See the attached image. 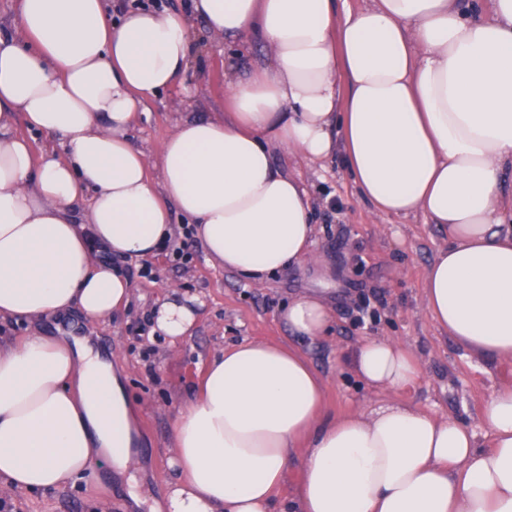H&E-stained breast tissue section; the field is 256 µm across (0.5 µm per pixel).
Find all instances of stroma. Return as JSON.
Segmentation results:
<instances>
[{"label": "stroma", "mask_w": 512, "mask_h": 512, "mask_svg": "<svg viewBox=\"0 0 512 512\" xmlns=\"http://www.w3.org/2000/svg\"><path fill=\"white\" fill-rule=\"evenodd\" d=\"M190 25L204 51L201 63L187 75L192 100H185L179 85L162 91L131 131L153 177L161 145L177 122L223 115L227 71L247 78L271 54L256 40L209 34L198 19ZM272 156L279 170L308 190L315 209L314 251L327 261L333 279L327 302L334 322L326 336L313 341L296 336L279 321L288 301L318 288L314 264L248 283L209 261L194 237L185 259L160 253L121 263L119 271L132 293L109 323L89 322L76 309L57 321L0 323L1 344L22 341L36 330L48 336L71 332L89 337L95 350L118 360L136 418L137 477L147 498L163 500L177 479L168 465L173 422L196 396L206 360L244 339L281 343L302 353L323 380V411L329 418L366 414L390 401V394L359 378L353 355L365 339L392 340L412 350L421 365V378L404 401L432 416L458 420L476 433L481 446L491 444L483 411L495 391L512 386V360L467 351L434 324L423 297V278L436 250L447 246V232L420 213L406 218L377 213L359 196L341 156L321 167L278 144ZM144 267L150 275H141ZM171 286L205 301L196 330L177 350L163 338H152L149 322L151 308ZM364 302L370 316L360 325L355 316ZM0 499L12 503V512H147L132 501L126 477L105 468L98 480L52 491L30 494L0 487Z\"/></svg>", "instance_id": "1"}]
</instances>
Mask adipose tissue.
<instances>
[{
  "label": "adipose tissue",
  "instance_id": "obj_1",
  "mask_svg": "<svg viewBox=\"0 0 512 512\" xmlns=\"http://www.w3.org/2000/svg\"><path fill=\"white\" fill-rule=\"evenodd\" d=\"M191 0L189 14L137 10L112 24L104 0H19V38H0V321L79 309L107 323L130 283L95 259L158 254L171 214L193 224L212 262L260 282L300 267L315 244L307 192L271 147L319 163L343 150L362 198L421 213L448 232L423 289L437 326L473 353L512 359V0ZM272 51L227 80L224 118H184L163 142L159 178L130 140L138 113L183 83L190 18ZM57 137L34 158L15 129ZM86 202L84 222L72 209ZM203 303L170 290L154 328L179 345ZM318 338L333 320L323 291L281 314ZM360 378L393 394L369 415H323L322 384L300 354L248 341L208 360L174 422L182 474L164 512H512V388L484 408L493 438L399 394L416 357L383 338L354 353ZM136 427L123 380L85 339L0 344V484L27 492L80 478L92 457L134 474ZM303 448L295 502H279Z\"/></svg>",
  "mask_w": 512,
  "mask_h": 512
}]
</instances>
